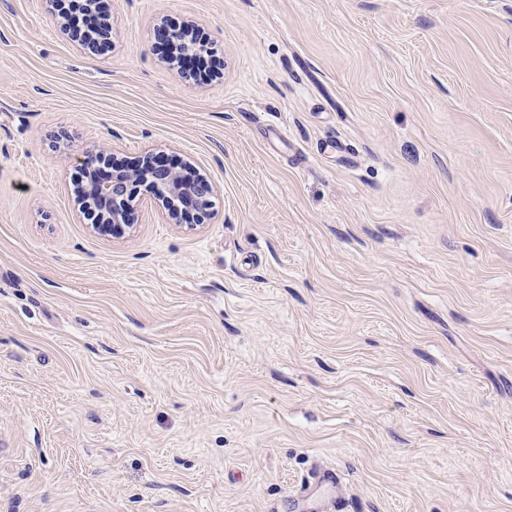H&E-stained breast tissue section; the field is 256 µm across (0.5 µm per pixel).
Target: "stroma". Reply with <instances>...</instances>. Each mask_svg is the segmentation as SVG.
Instances as JSON below:
<instances>
[{
    "label": "stroma",
    "instance_id": "1",
    "mask_svg": "<svg viewBox=\"0 0 512 512\" xmlns=\"http://www.w3.org/2000/svg\"><path fill=\"white\" fill-rule=\"evenodd\" d=\"M103 2L0 0V512H512V0ZM93 143L213 216L94 231ZM83 3L85 5H83ZM87 7L88 3L87 0H77L70 2L67 6V12H68V20L71 25V27L74 28H88L91 29V27L95 26L97 24V18H101L102 9L101 4L98 2L97 6H95L94 10H89ZM58 11V17L61 19V25L63 28L70 31L69 23L66 20V13L63 10L57 9ZM103 27L97 28V32L99 36H101L102 39L107 40L109 35V21L101 18L99 19V24ZM336 485V475L333 471H322L315 482L308 485L296 498L295 506L301 508H310L319 511L322 507V498L320 492L323 488H334Z\"/></svg>",
    "mask_w": 512,
    "mask_h": 512
}]
</instances>
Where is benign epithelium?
I'll list each match as a JSON object with an SVG mask.
<instances>
[{
  "instance_id": "7a95c632",
  "label": "benign epithelium",
  "mask_w": 512,
  "mask_h": 512,
  "mask_svg": "<svg viewBox=\"0 0 512 512\" xmlns=\"http://www.w3.org/2000/svg\"><path fill=\"white\" fill-rule=\"evenodd\" d=\"M155 36L190 43L195 26L186 24L179 30L164 25L156 28ZM159 154L147 151L135 166L118 165L113 161L111 147L97 144L77 156L78 177L74 193L84 211H99L98 223L92 228L112 235L125 233L130 227L134 209L149 196L161 203L166 218L180 223L185 212L195 213L203 223L214 213L216 189L204 176L185 181L175 168L158 161Z\"/></svg>"
}]
</instances>
